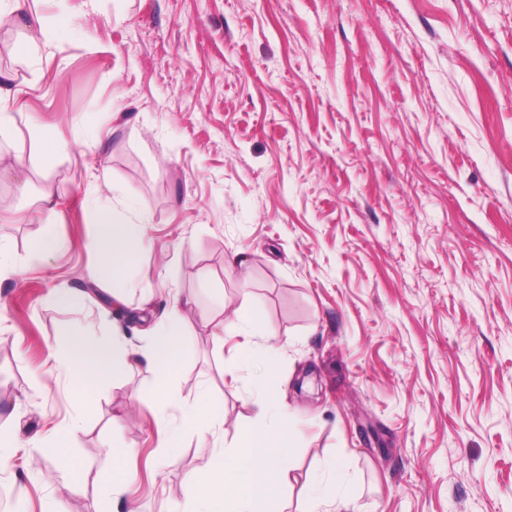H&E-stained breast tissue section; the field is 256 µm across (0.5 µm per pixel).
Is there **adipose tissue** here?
<instances>
[{
	"label": "adipose tissue",
	"instance_id": "adipose-tissue-1",
	"mask_svg": "<svg viewBox=\"0 0 512 512\" xmlns=\"http://www.w3.org/2000/svg\"><path fill=\"white\" fill-rule=\"evenodd\" d=\"M96 222L100 226L96 240L100 262L95 282L109 287L136 267V247L145 234L146 223L141 219L116 220L108 210L99 211ZM188 305V300L174 299L163 319L153 326L146 347L133 346L124 329L116 325L111 335L103 340L73 336L69 348L56 354V366L72 390L82 395L89 392L101 376L123 371L141 358L162 379L157 399L168 402L172 393L166 381L179 359L183 310ZM267 411V405H260L256 416L240 429L232 445L219 449L198 468L188 489L193 512H272L264 490L290 479L295 463L285 449L277 447V433L266 423ZM324 471L332 475L333 487L322 485L321 472L307 474L302 512H329L330 506L344 502L343 464L327 460Z\"/></svg>",
	"mask_w": 512,
	"mask_h": 512
}]
</instances>
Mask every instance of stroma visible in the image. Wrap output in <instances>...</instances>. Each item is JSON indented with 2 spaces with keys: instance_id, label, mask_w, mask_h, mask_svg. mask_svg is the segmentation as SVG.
Wrapping results in <instances>:
<instances>
[{
  "instance_id": "stroma-1",
  "label": "stroma",
  "mask_w": 512,
  "mask_h": 512,
  "mask_svg": "<svg viewBox=\"0 0 512 512\" xmlns=\"http://www.w3.org/2000/svg\"><path fill=\"white\" fill-rule=\"evenodd\" d=\"M67 26L31 55L27 18L0 16L14 128L0 136V512H170L268 390L297 461L271 493L347 469L359 512H512V0H38ZM57 131L47 155L32 137ZM149 224L126 297L148 342L184 311L175 402L145 364L79 401L53 375L69 334L98 322L102 209ZM48 237L58 248L25 258ZM153 271L142 284L140 270ZM75 289L92 302L61 307ZM240 309L243 327L224 324ZM272 346L265 387L241 330ZM208 388L224 414L198 434ZM72 472L30 468L74 417ZM181 426L166 465L159 418ZM122 471L119 484L110 470ZM189 415L198 423L202 433L215 435L224 426V415L212 407L207 388L201 389V397L198 404L189 411Z\"/></svg>"
}]
</instances>
